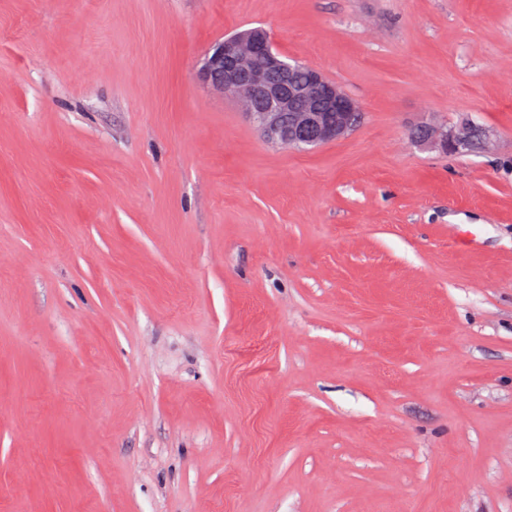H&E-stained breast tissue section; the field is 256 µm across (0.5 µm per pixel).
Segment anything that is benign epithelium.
<instances>
[{"instance_id": "obj_1", "label": "benign epithelium", "mask_w": 512, "mask_h": 512, "mask_svg": "<svg viewBox=\"0 0 512 512\" xmlns=\"http://www.w3.org/2000/svg\"><path fill=\"white\" fill-rule=\"evenodd\" d=\"M294 64L284 59L262 27L243 29L216 42L197 67L198 82L213 94L235 96L260 129L275 125L280 112L288 113V139L283 145L312 149L338 140L354 129L356 100L314 67L304 80L291 74ZM418 140L450 153L481 149L486 131L469 118L448 128L423 126Z\"/></svg>"}]
</instances>
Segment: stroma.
<instances>
[{
  "label": "stroma",
  "mask_w": 512,
  "mask_h": 512,
  "mask_svg": "<svg viewBox=\"0 0 512 512\" xmlns=\"http://www.w3.org/2000/svg\"><path fill=\"white\" fill-rule=\"evenodd\" d=\"M255 26L362 123L204 89ZM0 512H512V0H0ZM422 127L424 133L418 143L439 148L444 152L465 153L482 149L487 139L486 131L469 118L462 119L449 129L448 126Z\"/></svg>",
  "instance_id": "1"
}]
</instances>
